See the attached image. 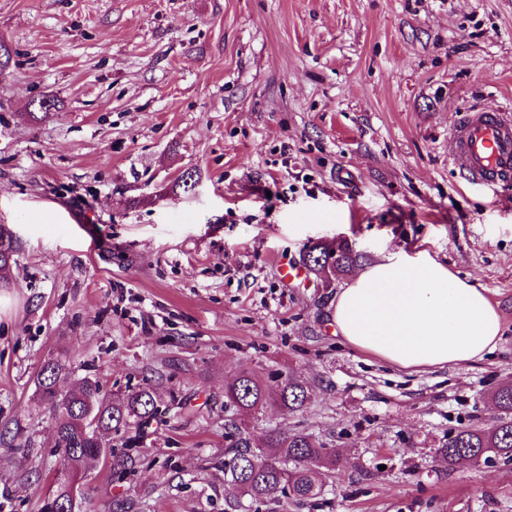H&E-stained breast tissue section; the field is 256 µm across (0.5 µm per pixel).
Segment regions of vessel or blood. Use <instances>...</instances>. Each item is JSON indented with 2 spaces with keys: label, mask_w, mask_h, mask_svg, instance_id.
Returning <instances> with one entry per match:
<instances>
[{
  "label": "vessel or blood",
  "mask_w": 512,
  "mask_h": 512,
  "mask_svg": "<svg viewBox=\"0 0 512 512\" xmlns=\"http://www.w3.org/2000/svg\"><path fill=\"white\" fill-rule=\"evenodd\" d=\"M448 153L468 183L512 185V109L480 105L463 113Z\"/></svg>",
  "instance_id": "1"
}]
</instances>
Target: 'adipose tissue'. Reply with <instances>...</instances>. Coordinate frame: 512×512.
I'll use <instances>...</instances> for the list:
<instances>
[{
    "label": "adipose tissue",
    "mask_w": 512,
    "mask_h": 512,
    "mask_svg": "<svg viewBox=\"0 0 512 512\" xmlns=\"http://www.w3.org/2000/svg\"><path fill=\"white\" fill-rule=\"evenodd\" d=\"M330 319L352 348L414 371L482 359L502 333L484 288L425 249L381 250L339 288Z\"/></svg>",
    "instance_id": "1"
}]
</instances>
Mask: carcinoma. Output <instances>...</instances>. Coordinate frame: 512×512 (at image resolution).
Wrapping results in <instances>:
<instances>
[{
    "label": "carcinoma",
    "mask_w": 512,
    "mask_h": 512,
    "mask_svg": "<svg viewBox=\"0 0 512 512\" xmlns=\"http://www.w3.org/2000/svg\"><path fill=\"white\" fill-rule=\"evenodd\" d=\"M15 251L14 242L0 235L1 273L15 262ZM307 256V262L319 271L339 277L349 275L364 259L349 243H340L334 250L316 245ZM66 369L59 359L46 363L37 375V392L54 415V447L63 466L76 473L87 465L88 457L106 453L110 433L132 427L144 430L163 412L156 392L146 387L112 397L98 380L85 377L75 387L63 390L59 378ZM310 398L308 384L292 373L262 381L243 372L224 387V411L258 413L276 406L294 414L306 409ZM492 401L498 411L493 428L459 429L448 434V440L437 449L448 465L493 457L512 461V384L497 387ZM87 416L97 419L92 430L82 424ZM337 465L336 453L303 429H274L259 440L242 422L230 419L224 424V489L233 512L242 508L245 499L252 505H277L283 498L311 502L324 491L318 480L320 470H334Z\"/></svg>",
    "instance_id": "carcinoma-1"
}]
</instances>
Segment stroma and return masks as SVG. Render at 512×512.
<instances>
[{
  "label": "stroma",
  "instance_id": "obj_1",
  "mask_svg": "<svg viewBox=\"0 0 512 512\" xmlns=\"http://www.w3.org/2000/svg\"><path fill=\"white\" fill-rule=\"evenodd\" d=\"M0 45V231L17 248L0 512H42L61 465L35 386L60 354L62 387H153L167 407L144 437L110 435L77 512H225L224 387L244 370L312 390L303 412L249 418L255 438L298 427L344 458L288 512H512V462L436 453L492 427L488 393L512 381V190L448 160L464 108L512 105V0H0ZM339 235L479 283L498 347L420 372L349 347L329 319L341 281L281 274Z\"/></svg>",
  "mask_w": 512,
  "mask_h": 512
}]
</instances>
